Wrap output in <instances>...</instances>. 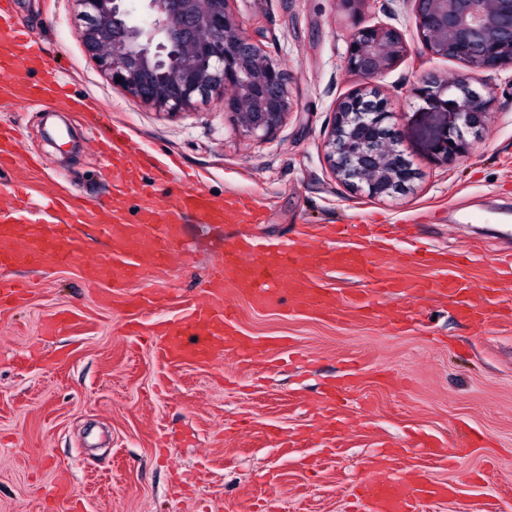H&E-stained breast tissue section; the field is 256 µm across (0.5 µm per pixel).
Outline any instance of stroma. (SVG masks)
Wrapping results in <instances>:
<instances>
[{"label": "stroma", "mask_w": 512, "mask_h": 512, "mask_svg": "<svg viewBox=\"0 0 512 512\" xmlns=\"http://www.w3.org/2000/svg\"><path fill=\"white\" fill-rule=\"evenodd\" d=\"M233 8L291 76L297 107L264 140L243 136L215 95L175 116L136 102L79 40L84 21L74 0H15V24L41 40L69 94L92 99L100 113L93 119L49 102L0 103V129H13L19 153L15 167L0 169V206L8 207L23 172L34 201L64 189L89 204L112 202L95 143L116 123L163 163L144 172L143 195L161 184L169 193L199 187L215 202L241 194L265 209L259 224L246 215L230 224L186 218L191 258L171 257L139 283L166 291L153 317L183 316L228 239L285 240L317 225L341 232L363 221L388 224L402 251L416 244L454 254L480 245L465 275L481 288L496 258L512 255V75L483 71L472 79L476 90L495 89V104L469 154L449 159L439 146L452 126L450 107L412 90L465 68L427 53L408 0L366 7L355 22L336 0H234ZM357 22L394 27L406 45L375 86L417 177L386 198L338 181L325 155L336 102L365 84L340 61ZM57 127L73 135L60 150L45 140ZM0 280L34 285L24 307L0 313V512H48L51 504L55 512H247L253 505L355 512L359 485L385 442L407 449L398 472L419 469L459 483L457 496L424 502L421 512H512V323L462 320L452 300L437 296L414 301L417 314L402 334L380 319L341 323L241 302L246 332L288 337L307 363L269 355L166 367L145 338L127 335L124 309L99 307L78 267H14L0 270ZM64 308L88 317L89 329L43 338L45 320ZM352 367L358 378L342 407L347 440L332 447L306 425L321 392ZM470 427L488 445L459 452ZM279 432L303 439L287 450L277 444ZM429 434L443 438L447 458L413 447ZM61 486L78 508L55 501Z\"/></svg>", "instance_id": "obj_1"}]
</instances>
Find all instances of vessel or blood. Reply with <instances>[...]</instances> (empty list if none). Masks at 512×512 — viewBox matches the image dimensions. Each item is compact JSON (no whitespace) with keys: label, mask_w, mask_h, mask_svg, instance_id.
I'll return each mask as SVG.
<instances>
[{"label":"vessel or blood","mask_w":512,"mask_h":512,"mask_svg":"<svg viewBox=\"0 0 512 512\" xmlns=\"http://www.w3.org/2000/svg\"><path fill=\"white\" fill-rule=\"evenodd\" d=\"M30 70L41 72V79L26 81L24 74ZM16 98L29 102L58 98L71 112L96 109L94 102L85 98H62L59 75L47 65L41 41L15 30L8 8L0 2V100ZM103 149L112 158V187L118 196L139 190L144 169L161 165L147 151L132 147L128 133L118 127L113 128ZM30 196L28 183L17 182L12 189V212L0 217V268L59 270L80 264L83 279L98 287L102 306L119 305L130 311L128 330L134 336L139 335L142 318L155 303L156 293L131 294L127 288L142 278L146 265H164L171 255L184 251L183 217L192 216L203 224H224L250 208L239 199L215 203L203 190L195 189L171 196L163 208L145 204L138 222L130 224L119 208L89 210L61 191L38 210L31 208ZM88 220L99 225L110 246L108 252L85 263L81 260L84 244L74 227ZM318 259L321 269L356 272L385 293L407 298L449 296L456 298L462 318L486 315L484 307L470 298L471 283L461 273L462 261L440 262L433 252L415 250L407 253L401 273L396 274L387 249L374 244L368 234L361 235L355 246L321 250ZM423 268L433 269V276H420ZM205 294V300L192 304L188 317L155 323L152 348L157 359L171 366H206L227 356L250 358L283 347L281 338L261 341L241 329L233 305L237 298L246 299L258 310L284 304L292 313L319 312L360 321L377 315V301L371 293L339 296L321 288L289 240L263 245L245 239L227 247L211 267ZM338 403V388L327 390L315 423L335 443L343 439L336 426ZM367 481L365 512H418L424 499L445 500L458 493L455 483L437 481L424 473L396 479L382 469L368 474Z\"/></svg>","instance_id":"obj_1"}]
</instances>
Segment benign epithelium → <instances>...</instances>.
<instances>
[{
	"label": "benign epithelium",
	"instance_id": "7a95c632",
	"mask_svg": "<svg viewBox=\"0 0 512 512\" xmlns=\"http://www.w3.org/2000/svg\"><path fill=\"white\" fill-rule=\"evenodd\" d=\"M86 25L79 38L101 70L137 101L168 115L182 113L197 98L223 94L224 112L244 135L277 132L294 109L288 73L252 39L232 9L233 0H144L151 22L138 24L126 0H74ZM354 20L342 56L344 67L368 81L403 56L399 31L357 22L369 0H338ZM416 30L432 57L453 59L470 71L512 69V0H407ZM415 92L434 100L444 92L459 124L443 153L468 151L464 133L484 130L495 102L472 89L467 75L441 84L425 81ZM390 112L368 84L336 103L325 142L332 174L351 186H366L374 198L388 197L414 178L400 150Z\"/></svg>",
	"mask_w": 512,
	"mask_h": 512
}]
</instances>
